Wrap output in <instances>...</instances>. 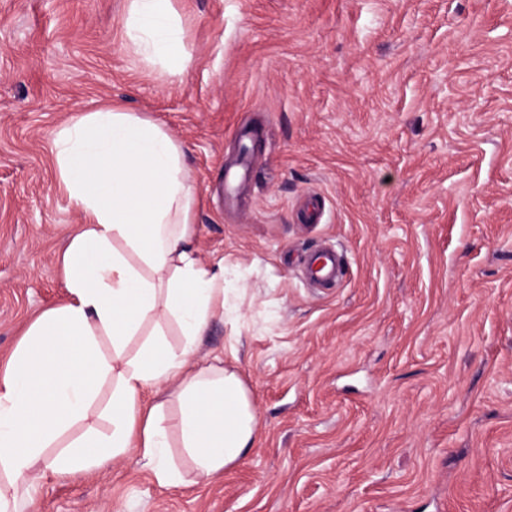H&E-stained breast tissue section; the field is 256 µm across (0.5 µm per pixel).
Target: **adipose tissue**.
Segmentation results:
<instances>
[{
	"label": "adipose tissue",
	"mask_w": 512,
	"mask_h": 512,
	"mask_svg": "<svg viewBox=\"0 0 512 512\" xmlns=\"http://www.w3.org/2000/svg\"><path fill=\"white\" fill-rule=\"evenodd\" d=\"M124 28L143 61L170 74L185 68L172 0H128ZM52 145L59 184L82 222L62 254L67 302L38 315L0 373V512L29 499L40 460L71 475L136 448L160 485H182L173 430L194 483L222 477L252 448L258 421L235 370L193 359L200 337L224 316L227 288L223 265L203 264L191 244L199 196L181 145L110 103L73 115ZM169 323L179 347L165 337ZM138 336L140 348L128 354ZM107 383L110 433L87 428L44 459L45 448L88 418Z\"/></svg>",
	"instance_id": "adipose-tissue-1"
}]
</instances>
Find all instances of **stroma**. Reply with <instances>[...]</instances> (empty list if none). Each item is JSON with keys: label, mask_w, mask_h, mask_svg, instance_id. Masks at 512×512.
I'll list each match as a JSON object with an SVG mask.
<instances>
[{"label": "stroma", "mask_w": 512, "mask_h": 512, "mask_svg": "<svg viewBox=\"0 0 512 512\" xmlns=\"http://www.w3.org/2000/svg\"><path fill=\"white\" fill-rule=\"evenodd\" d=\"M127 5L0 0V365L67 297L53 134L112 100L184 150L193 246L230 288L197 356L237 371L259 431L209 485L160 486L134 448L36 464L24 512H512V0H173L175 75ZM326 244L345 274L309 287Z\"/></svg>", "instance_id": "obj_1"}]
</instances>
